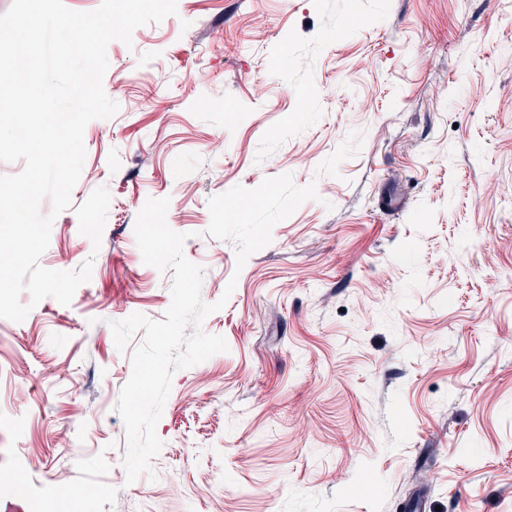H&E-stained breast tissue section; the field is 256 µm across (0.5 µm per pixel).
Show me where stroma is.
Returning a JSON list of instances; mask_svg holds the SVG:
<instances>
[{"label": "stroma", "instance_id": "obj_1", "mask_svg": "<svg viewBox=\"0 0 512 512\" xmlns=\"http://www.w3.org/2000/svg\"><path fill=\"white\" fill-rule=\"evenodd\" d=\"M107 48L72 209L40 258L94 266L70 305L0 318V501L42 512H512V0H177ZM337 175L318 165L350 133ZM292 174L319 200L236 264L208 200ZM111 195L100 248L75 209ZM169 227L228 349L177 371L153 476L128 482L111 322L159 320L171 272L134 226ZM423 482H413L414 474Z\"/></svg>", "mask_w": 512, "mask_h": 512}]
</instances>
